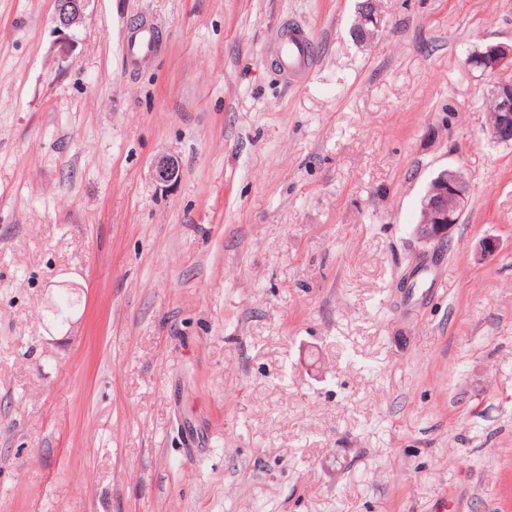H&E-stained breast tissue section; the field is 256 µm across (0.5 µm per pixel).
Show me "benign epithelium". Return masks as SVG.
Returning <instances> with one entry per match:
<instances>
[{
  "instance_id": "benign-epithelium-1",
  "label": "benign epithelium",
  "mask_w": 512,
  "mask_h": 512,
  "mask_svg": "<svg viewBox=\"0 0 512 512\" xmlns=\"http://www.w3.org/2000/svg\"><path fill=\"white\" fill-rule=\"evenodd\" d=\"M92 0H55L54 23L56 32L62 34L64 45L75 42V32L85 19L86 11ZM468 64H476L484 73L495 74L507 64L512 63V44H496L484 50L473 52L467 59ZM491 94L498 101L497 119L486 125L485 131L498 143L512 142V80L497 81ZM155 178L161 182L174 180L179 172L177 160L172 156H162L153 164ZM471 193V187L464 174L456 169L453 175L441 171L431 182L430 188L421 199V211L427 217V223L414 225V234L424 246H432L450 240L459 217L451 214L448 204L462 211ZM499 251V242L493 237L483 238L477 248V258L487 261Z\"/></svg>"
}]
</instances>
